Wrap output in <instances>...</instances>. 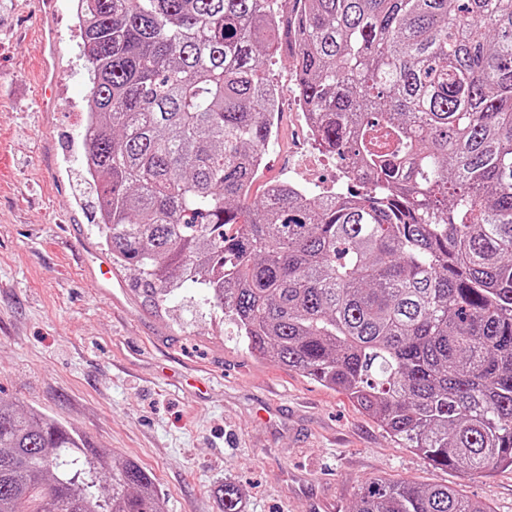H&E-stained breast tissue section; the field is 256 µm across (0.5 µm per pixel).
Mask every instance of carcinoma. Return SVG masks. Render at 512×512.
I'll return each mask as SVG.
<instances>
[{
  "label": "carcinoma",
  "instance_id": "1",
  "mask_svg": "<svg viewBox=\"0 0 512 512\" xmlns=\"http://www.w3.org/2000/svg\"><path fill=\"white\" fill-rule=\"evenodd\" d=\"M85 173L114 261L207 289L248 351L430 465L512 469V0H76ZM288 37L314 139L366 173L254 199ZM106 475L108 492L98 491ZM221 512H243L226 481ZM0 512H164L138 463L0 404ZM352 512H490L374 479Z\"/></svg>",
  "mask_w": 512,
  "mask_h": 512
}]
</instances>
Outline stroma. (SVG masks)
Instances as JSON below:
<instances>
[{
	"label": "stroma",
	"mask_w": 512,
	"mask_h": 512,
	"mask_svg": "<svg viewBox=\"0 0 512 512\" xmlns=\"http://www.w3.org/2000/svg\"><path fill=\"white\" fill-rule=\"evenodd\" d=\"M59 35L57 79L42 91L35 54ZM74 0H0V402L49 415L94 447L137 461L166 512H219L236 482L246 512H350L359 487L388 478L447 484L512 512V469L466 477L394 442L342 393L248 352L206 289L147 297L114 267L113 292L90 271L112 256L84 185L90 83ZM287 46L265 73L280 95L253 183L287 178L302 139L325 180L342 170L307 136Z\"/></svg>",
	"instance_id": "obj_1"
}]
</instances>
